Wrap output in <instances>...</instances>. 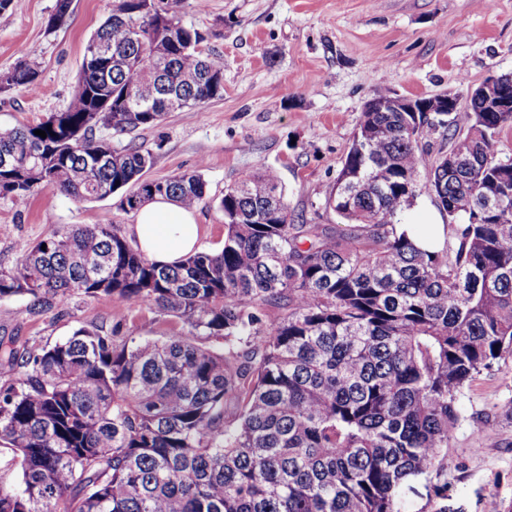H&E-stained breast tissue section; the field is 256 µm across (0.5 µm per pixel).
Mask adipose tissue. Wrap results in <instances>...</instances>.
Wrapping results in <instances>:
<instances>
[{
	"mask_svg": "<svg viewBox=\"0 0 512 512\" xmlns=\"http://www.w3.org/2000/svg\"><path fill=\"white\" fill-rule=\"evenodd\" d=\"M129 236L150 260L172 266L198 250L201 226L194 210L159 197L137 211Z\"/></svg>",
	"mask_w": 512,
	"mask_h": 512,
	"instance_id": "obj_1",
	"label": "adipose tissue"
}]
</instances>
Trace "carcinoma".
<instances>
[{
  "instance_id": "1",
  "label": "carcinoma",
  "mask_w": 512,
  "mask_h": 512,
  "mask_svg": "<svg viewBox=\"0 0 512 512\" xmlns=\"http://www.w3.org/2000/svg\"><path fill=\"white\" fill-rule=\"evenodd\" d=\"M182 2L117 0L85 46L68 107L0 128L11 163L0 195L120 192L127 211L157 196L205 201L198 171L139 194L153 152L95 136L223 96L224 61L182 22ZM5 74L0 92L38 87L30 60ZM418 117L362 113L329 200L346 233L294 223L278 173L265 170L224 191L223 246L174 267L113 225L79 224L0 269L1 300L109 296L189 332L117 341L80 327L23 349L0 339V446L17 472L0 482V512H409L422 482L448 512L441 476L459 394L512 358V157L494 151L512 112L473 97L448 116V187L435 199L456 223L452 257L400 230L403 209L430 189L419 173L442 167L410 135ZM269 307L285 313L268 325Z\"/></svg>"
}]
</instances>
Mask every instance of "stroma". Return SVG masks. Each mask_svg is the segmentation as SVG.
Instances as JSON below:
<instances>
[{"mask_svg":"<svg viewBox=\"0 0 512 512\" xmlns=\"http://www.w3.org/2000/svg\"><path fill=\"white\" fill-rule=\"evenodd\" d=\"M56 0H16L0 13V72L29 58L37 92L0 93V126L35 123L70 104L90 36L114 0H71L48 30ZM180 16L224 59V95L158 125L97 130L114 149L144 146L163 180L201 172L208 194L197 208L200 247L220 249L224 214L217 200L244 175L278 172L296 223L343 227L329 206L336 177L365 102L379 93L428 98L469 93L488 77L512 75V0H185ZM134 212L118 197L78 202L50 189L26 200L0 196V269L53 231L113 224L127 231ZM119 336L165 338L179 319L114 298L79 294L37 312L30 297L0 300V339L17 345L62 341L80 327ZM448 440L450 512H512V358L481 370L459 397Z\"/></svg>","mask_w":512,"mask_h":512,"instance_id":"stroma-1","label":"stroma"}]
</instances>
